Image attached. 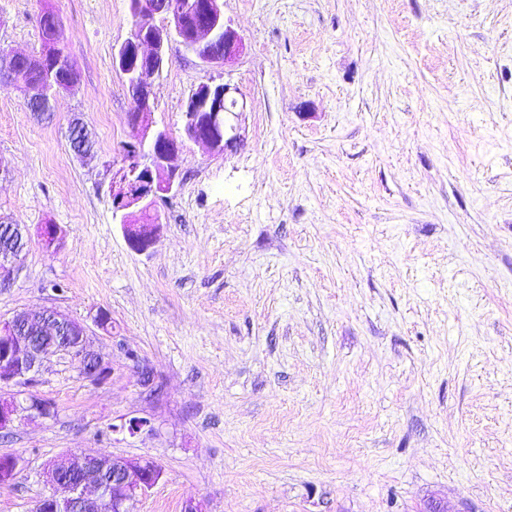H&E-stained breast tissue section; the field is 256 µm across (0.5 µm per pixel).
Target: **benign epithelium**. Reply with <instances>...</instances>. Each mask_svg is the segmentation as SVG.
Returning <instances> with one entry per match:
<instances>
[{
    "instance_id": "1",
    "label": "benign epithelium",
    "mask_w": 512,
    "mask_h": 512,
    "mask_svg": "<svg viewBox=\"0 0 512 512\" xmlns=\"http://www.w3.org/2000/svg\"><path fill=\"white\" fill-rule=\"evenodd\" d=\"M136 22L129 37L114 54V63L125 76L134 112L128 116L131 137L122 149L121 165L112 169V218L120 224L129 247L143 254L155 247L162 231L157 203L176 193L180 176L173 165L184 141L222 154L240 139L236 120L245 104L236 97L237 88L229 83H202L192 92L184 114L182 135L177 137L152 121L154 80L162 72L172 42H178L207 66H223L243 50L242 40L224 17V0H134ZM162 18L164 24L157 23ZM52 63L46 54L24 55L0 50V80H10L16 67ZM50 92L25 93L26 107L38 114L52 111ZM71 150L85 155L92 149L90 133L79 122L70 126ZM11 235L8 245L0 246V288L9 284L28 246L25 224L0 223ZM43 248L58 250L65 229L58 224L38 228ZM47 323L43 336H30L26 328L32 316L21 313L0 323V389L18 386L11 393L0 392V436L11 432L16 423L54 413L47 401L22 390L32 380L43 360L67 357L82 376L99 383L109 373V363L90 349L83 324L53 309L43 310ZM105 454L70 453L48 467L49 481L67 495L40 498L33 512H133L136 492L152 489L162 476L161 468L150 458L112 459V480L101 477L100 463ZM21 465L20 457L0 455V486L10 484Z\"/></svg>"
}]
</instances>
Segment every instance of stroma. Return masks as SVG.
Segmentation results:
<instances>
[{
  "label": "stroma",
  "mask_w": 512,
  "mask_h": 512,
  "mask_svg": "<svg viewBox=\"0 0 512 512\" xmlns=\"http://www.w3.org/2000/svg\"><path fill=\"white\" fill-rule=\"evenodd\" d=\"M47 10L78 81L42 118L0 83V217L67 234L31 238L0 322L79 321L110 375L43 364L54 414L0 437L22 459L0 512L72 452L153 458L134 512H512V0H225L241 55L172 44L152 119L180 134L196 87L228 82L242 143L185 144L146 254L106 170L131 135L129 0H0V47L39 53ZM69 142L71 150L79 156L87 154L92 149L90 133L79 122H74L70 126Z\"/></svg>",
  "instance_id": "35a3bbf8"
}]
</instances>
